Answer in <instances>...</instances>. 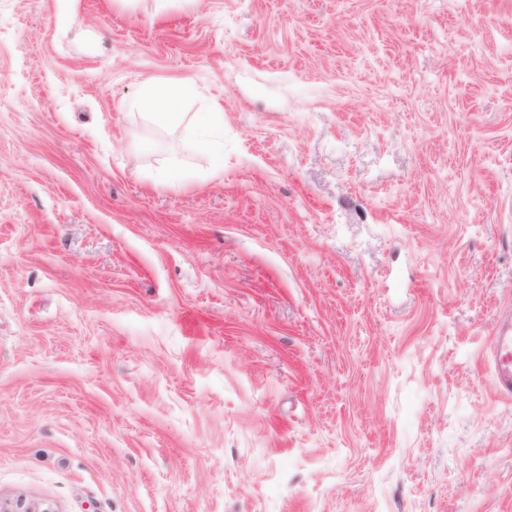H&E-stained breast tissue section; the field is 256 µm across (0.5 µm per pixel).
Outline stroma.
I'll list each match as a JSON object with an SVG mask.
<instances>
[{
    "instance_id": "1",
    "label": "stroma",
    "mask_w": 512,
    "mask_h": 512,
    "mask_svg": "<svg viewBox=\"0 0 512 512\" xmlns=\"http://www.w3.org/2000/svg\"><path fill=\"white\" fill-rule=\"evenodd\" d=\"M508 310L512 0H0V503L512 512ZM180 94L179 83L156 84L140 98L138 104L151 111L148 113L158 125L166 126L173 123L179 114L174 110ZM490 363L498 394L512 398V317L509 315L495 336Z\"/></svg>"
}]
</instances>
